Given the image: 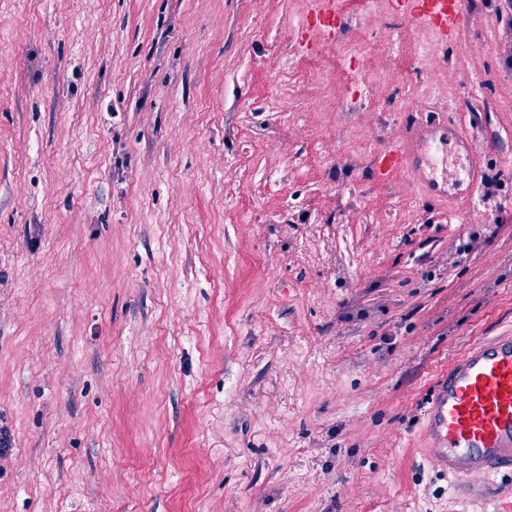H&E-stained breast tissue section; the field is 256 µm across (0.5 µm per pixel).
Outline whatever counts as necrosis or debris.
I'll use <instances>...</instances> for the list:
<instances>
[{"mask_svg": "<svg viewBox=\"0 0 512 512\" xmlns=\"http://www.w3.org/2000/svg\"><path fill=\"white\" fill-rule=\"evenodd\" d=\"M297 22L289 26L291 42L310 49L312 55L333 58L331 66L310 70H285L275 96L267 101L272 112L288 115L289 128L305 120L328 123L344 118L336 141V158L358 169L368 162L376 143L371 134L381 121L379 105H386L395 119L425 111L437 101H447L456 86V73L441 50L432 26H420L410 45L415 61L412 80H404L394 66L396 53L390 42L391 0H361L354 22L362 32L353 39L348 30L329 34L313 30L315 16L343 13L342 0H291Z\"/></svg>", "mask_w": 512, "mask_h": 512, "instance_id": "4bbe7bcc", "label": "necrosis or debris"}]
</instances>
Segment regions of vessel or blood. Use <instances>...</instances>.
Returning a JSON list of instances; mask_svg holds the SVG:
<instances>
[{"mask_svg":"<svg viewBox=\"0 0 512 512\" xmlns=\"http://www.w3.org/2000/svg\"><path fill=\"white\" fill-rule=\"evenodd\" d=\"M466 4L407 0L405 9L413 19L436 25L448 41L457 35ZM486 152L460 119L417 112L382 155L377 176L404 175L423 199L452 207L472 200ZM451 155L465 158V180L438 174V163ZM423 437L431 467L455 478L459 493L483 499L502 494L496 477L512 471V331L482 338L449 364L427 403Z\"/></svg>","mask_w":512,"mask_h":512,"instance_id":"b4317fda","label":"vessel or blood"}]
</instances>
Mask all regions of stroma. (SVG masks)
Instances as JSON below:
<instances>
[{
  "label": "stroma",
  "instance_id": "stroma-1",
  "mask_svg": "<svg viewBox=\"0 0 512 512\" xmlns=\"http://www.w3.org/2000/svg\"><path fill=\"white\" fill-rule=\"evenodd\" d=\"M468 2L447 54L498 103L491 184L392 224L339 125L256 109L310 65L288 0H0V512H512L420 435L512 328V11Z\"/></svg>",
  "mask_w": 512,
  "mask_h": 512
}]
</instances>
